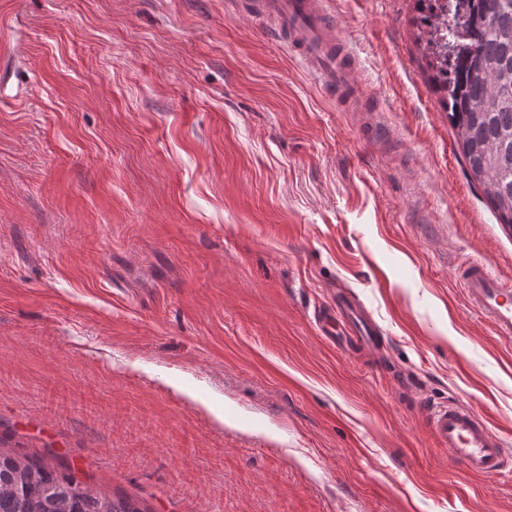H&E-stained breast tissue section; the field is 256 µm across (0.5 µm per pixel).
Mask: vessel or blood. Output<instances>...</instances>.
Instances as JSON below:
<instances>
[{
  "label": "vessel or blood",
  "instance_id": "obj_1",
  "mask_svg": "<svg viewBox=\"0 0 512 512\" xmlns=\"http://www.w3.org/2000/svg\"><path fill=\"white\" fill-rule=\"evenodd\" d=\"M263 14L276 18L287 37L290 51L315 74L328 92L344 90L348 71L345 53L336 43L332 15L326 0H260ZM467 299L487 318L497 336L512 339V282L493 274L483 263L473 262L461 272ZM331 343L347 348H376L375 330L350 301H339L334 314L322 324ZM428 429L448 458L462 470L476 475H495L512 466L502 440L486 419L460 403L432 407Z\"/></svg>",
  "mask_w": 512,
  "mask_h": 512
}]
</instances>
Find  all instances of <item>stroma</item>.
Wrapping results in <instances>:
<instances>
[{"mask_svg": "<svg viewBox=\"0 0 512 512\" xmlns=\"http://www.w3.org/2000/svg\"><path fill=\"white\" fill-rule=\"evenodd\" d=\"M331 7L332 96L226 0H0L1 448L148 512H512L426 425L455 401L512 449V341L459 276L512 280V227L415 0ZM340 293L379 349L321 336Z\"/></svg>", "mask_w": 512, "mask_h": 512, "instance_id": "35a3bbf8", "label": "stroma"}]
</instances>
